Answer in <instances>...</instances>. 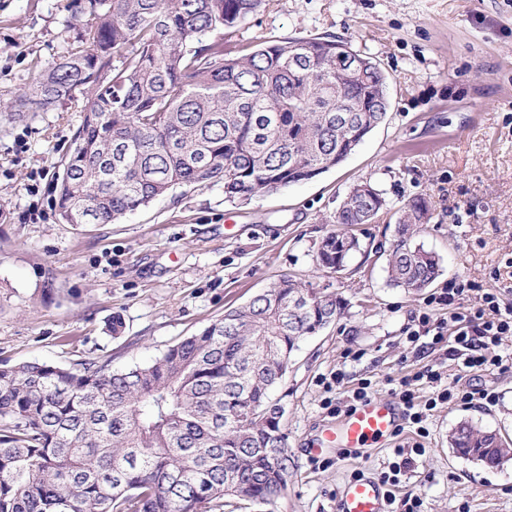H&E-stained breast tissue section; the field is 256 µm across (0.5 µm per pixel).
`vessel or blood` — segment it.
Segmentation results:
<instances>
[{
    "label": "vessel or blood",
    "mask_w": 512,
    "mask_h": 512,
    "mask_svg": "<svg viewBox=\"0 0 512 512\" xmlns=\"http://www.w3.org/2000/svg\"><path fill=\"white\" fill-rule=\"evenodd\" d=\"M399 421L400 410L395 400L372 397L357 404L336 423L324 426L313 449L364 454L389 442ZM386 503L385 486L362 478L344 485L336 509L337 512H385Z\"/></svg>",
    "instance_id": "obj_1"
}]
</instances>
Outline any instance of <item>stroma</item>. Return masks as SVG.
<instances>
[{"label":"stroma","mask_w":512,"mask_h":512,"mask_svg":"<svg viewBox=\"0 0 512 512\" xmlns=\"http://www.w3.org/2000/svg\"><path fill=\"white\" fill-rule=\"evenodd\" d=\"M86 21L72 0H0V101L65 55ZM315 37L377 61L387 116L341 165L241 206L214 183L178 188L112 224L59 223L51 189L80 102L0 112V364L108 357L130 369L281 277L309 282L338 294L344 312L300 342L275 391L294 462L278 512H336L344 484L388 471L394 447L413 444L410 429L360 458L312 445L336 419L331 402H346L361 380L390 398L396 380L428 366L442 385L485 388L497 401L432 411L425 452L403 469L388 512H404L409 493L424 512H512V459L488 468L448 445L464 420L512 439V370L477 376L447 348L419 353L407 339L422 312L447 317L428 299L449 281L494 290L512 276V0H270L227 46ZM361 180L389 211L357 227L362 250L346 271H320L317 245ZM420 195L431 219L416 241L439 257L441 274L414 295L390 285L386 263L398 213ZM338 373L343 387L329 388Z\"/></svg>","instance_id":"obj_1"}]
</instances>
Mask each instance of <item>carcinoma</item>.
<instances>
[{"mask_svg": "<svg viewBox=\"0 0 512 512\" xmlns=\"http://www.w3.org/2000/svg\"><path fill=\"white\" fill-rule=\"evenodd\" d=\"M269 0H80L77 45L38 71L12 112L83 99L54 185L63 224H111L183 186L224 185L240 205L343 163L389 109L387 76L345 44L289 39L227 52L224 37ZM220 37L210 39L208 35ZM350 107L336 111V101ZM387 209L355 184L318 244L346 270L352 228ZM430 219L411 199L387 258L391 285L440 275L414 243ZM335 294L287 277L150 362L0 368V512H275L293 476L285 410L271 391L298 343L334 323ZM457 454L497 467L512 445L460 423Z\"/></svg>", "mask_w": 512, "mask_h": 512, "instance_id": "cac0c4a2", "label": "carcinoma"}]
</instances>
